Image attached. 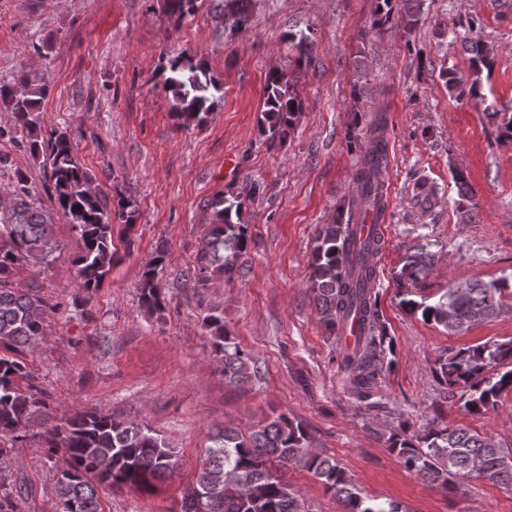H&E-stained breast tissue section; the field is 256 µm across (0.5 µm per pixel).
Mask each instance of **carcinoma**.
Instances as JSON below:
<instances>
[{
    "mask_svg": "<svg viewBox=\"0 0 512 512\" xmlns=\"http://www.w3.org/2000/svg\"><path fill=\"white\" fill-rule=\"evenodd\" d=\"M244 0H219L216 14L232 31L249 23ZM425 0H377L375 23L385 22L400 6L404 26L412 29L424 16ZM197 0H166L168 15L179 22L194 13ZM470 54L472 73L468 79L447 68L441 72L448 89L457 97L480 96L483 70L491 69V50L479 38L464 43ZM164 89L172 95L179 126L190 128L205 122L211 98L219 87L206 76L202 65L177 55L169 59ZM50 83L45 77L20 69L13 81L0 82V108L11 113L12 125L0 127V140L26 145L42 168L51 199L79 237L80 251L73 260L79 287H99L112 267V225L133 224L131 203L110 198L93 185V177L78 162L76 147L68 129H41L42 103ZM300 112L297 95L281 73L269 77L264 110L265 131L270 138H284L296 125ZM385 118L378 117L362 146L361 160L353 182L354 191L337 210L330 224H323L315 237L311 254L310 291L325 328L339 334L351 322L360 326L361 336L343 351L341 368L346 372L349 394L369 410H378L380 380L393 361L377 296L373 294L376 268L370 262L381 250L382 240L357 235L352 224L355 213L381 209V183L376 169L387 149ZM15 188L0 202V457L9 451L6 441L16 440L40 406L39 390L19 380L29 377L17 354L31 347L45 334L47 303L38 288L14 287L18 269L30 263L42 264L53 255L54 216L38 201L26 174H15ZM207 237L197 256L201 280L213 276L227 280L243 269L240 264L248 249V225L243 222L244 204L217 193ZM432 255L420 252L401 271L417 278L430 264ZM164 256L159 254L143 272L140 303L149 314L164 310L158 285ZM505 281L467 282V288L451 287L434 303L403 299V305L421 312L426 321L444 326L450 333H462L494 317L500 311ZM213 352L224 363V379L245 384L260 374L253 358L229 336L224 312L216 309L203 319ZM435 374L453 393H461L464 409L482 415L496 408L503 393L512 391V340L490 342L461 349L438 362ZM199 479L234 473L249 484L243 494L234 484L223 483L210 498L200 500L191 491L182 501V512H307L301 496L288 489L278 474L281 468L298 466L310 473L324 489L341 500L344 512H402L399 504L366 503L350 477L336 460L313 448L306 426L282 412L264 424L246 431L226 427L212 439ZM385 443L404 466L443 488L456 478L475 476L512 488V455L493 439L470 433L465 428H426L412 431L400 424L389 429ZM49 453H62L65 467L57 479L56 491L63 512H100L99 488H136L144 493L155 483L172 475L176 448L168 439L146 426L120 421L97 411H80L48 432Z\"/></svg>",
    "mask_w": 512,
    "mask_h": 512,
    "instance_id": "cac0c4a2",
    "label": "carcinoma"
}]
</instances>
